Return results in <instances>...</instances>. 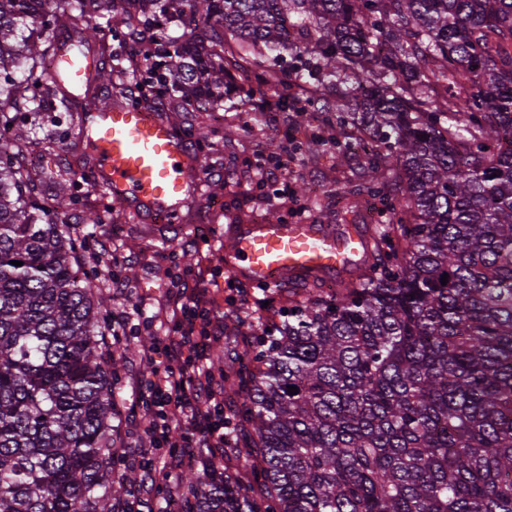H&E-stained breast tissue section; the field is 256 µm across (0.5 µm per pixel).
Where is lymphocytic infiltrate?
Returning <instances> with one entry per match:
<instances>
[{
  "mask_svg": "<svg viewBox=\"0 0 512 512\" xmlns=\"http://www.w3.org/2000/svg\"><path fill=\"white\" fill-rule=\"evenodd\" d=\"M202 271L177 269L171 285L181 299L180 308L164 338L144 353L152 365L150 377L136 386L130 409L145 408L151 415L140 447L121 451L120 459L137 465L141 480L114 506L113 512H176L174 499L157 508L159 491L173 472L182 469H215L224 461L230 444L224 425V395L218 391L210 360L209 342L215 327L214 303L203 300L198 284ZM166 451L163 466L153 458Z\"/></svg>",
  "mask_w": 512,
  "mask_h": 512,
  "instance_id": "f902f5d3",
  "label": "lymphocytic infiltrate"
}]
</instances>
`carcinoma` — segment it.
<instances>
[{
    "label": "carcinoma",
    "mask_w": 512,
    "mask_h": 512,
    "mask_svg": "<svg viewBox=\"0 0 512 512\" xmlns=\"http://www.w3.org/2000/svg\"><path fill=\"white\" fill-rule=\"evenodd\" d=\"M132 10L182 29L140 67L185 104L242 91L231 67L277 92L269 63L301 61L315 143L362 142L347 194L389 214L355 280L224 351L252 462L182 478L190 512H512V0H0V512H113L135 481L112 476L104 300L51 220L79 197H43L26 165L40 113L83 109L37 28L88 45ZM216 133L189 130L201 150Z\"/></svg>",
    "instance_id": "obj_1"
}]
</instances>
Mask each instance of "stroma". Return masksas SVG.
Segmentation results:
<instances>
[{
	"label": "stroma",
	"instance_id": "35a3bbf8",
	"mask_svg": "<svg viewBox=\"0 0 512 512\" xmlns=\"http://www.w3.org/2000/svg\"><path fill=\"white\" fill-rule=\"evenodd\" d=\"M98 28V42L106 48L103 67L111 70L113 84L128 86L134 79L129 61L139 53V45L129 39L127 31H113L108 20H99ZM171 118L183 129L204 124L223 132L213 148L201 154L212 172L196 203L207 218V242L196 241L197 228L193 224H142L119 204L112 207L111 222L82 223V212L102 210L105 200L97 193L88 196L71 212L74 220L71 230L74 236L85 241V249L79 258L80 267L107 297L105 316L140 308L146 315L158 316L160 320L154 328L109 341L112 353L119 361L116 377L122 386L120 395L124 398L129 397V389L136 385L138 378L150 373L142 353L165 330L162 320L169 313L168 270L172 262L212 269L220 284L209 287L208 295L222 315L223 328L213 336L210 352L220 355L228 346L241 351L250 343L247 331L251 321L246 318V311L257 310L265 317H277L280 309L287 306L289 296L302 287L303 282L296 278L266 291L239 280L227 283L221 256L226 225L262 220L270 213L279 214L289 223L304 220L328 225L333 230L364 221L359 207L344 199L342 193L350 182L357 180L366 164L365 156L359 150L344 158L338 157L332 149L308 151L314 123L296 121L294 136L290 138L299 147V164L289 183L294 189L305 188V195L273 203L257 185L256 165L265 156L270 139L281 142L288 139L284 134L283 111L271 112L255 120L248 110L247 99L242 98L230 111L197 112L184 105L172 113ZM77 141L76 135H69L42 154L38 174L44 195H54L63 184L85 186L87 163L80 156ZM104 248L112 254L116 262L114 268L94 262V253ZM116 271L130 282L129 294L113 292L112 274Z\"/></svg>",
	"mask_w": 512,
	"mask_h": 512
}]
</instances>
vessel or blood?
Listing matches in <instances>:
<instances>
[{"mask_svg": "<svg viewBox=\"0 0 512 512\" xmlns=\"http://www.w3.org/2000/svg\"><path fill=\"white\" fill-rule=\"evenodd\" d=\"M57 45L53 74L73 88L96 81L101 65L95 54L74 50L65 36ZM77 129L99 189L128 204L138 220L179 215L202 186V158L149 105L96 101L79 113ZM366 245L355 228L337 235L308 221L231 224L224 232V266L238 279L273 288L291 278L335 274L363 257Z\"/></svg>", "mask_w": 512, "mask_h": 512, "instance_id": "1", "label": "vessel or blood"}]
</instances>
